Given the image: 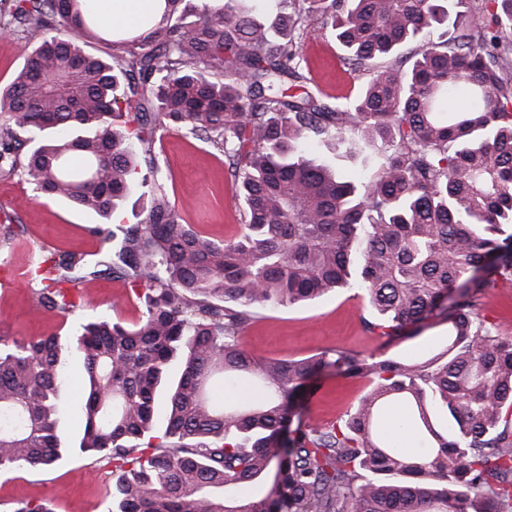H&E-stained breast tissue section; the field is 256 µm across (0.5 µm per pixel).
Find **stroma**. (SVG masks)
I'll list each match as a JSON object with an SVG mask.
<instances>
[{
    "mask_svg": "<svg viewBox=\"0 0 512 512\" xmlns=\"http://www.w3.org/2000/svg\"><path fill=\"white\" fill-rule=\"evenodd\" d=\"M304 73L311 89L334 97H354L364 77L346 71L342 50L328 32L312 28L303 39ZM154 152L160 177L185 223L211 239H235L242 227L243 204L235 193L224 156L210 144L177 131L158 136ZM23 227L10 243H0V343L57 336L68 341L81 323L99 317L133 326L143 304L138 287L104 274L78 281L81 302L72 312L49 311L37 303L38 266L53 255L76 253L94 260L109 243L91 234L101 218L61 199L39 197L17 176H0V223ZM369 309L356 290L345 289L316 301L258 310L242 332L247 349L271 358L307 357L326 348L364 355L414 358L443 347L448 327L434 323L419 334L384 343L368 333L362 319ZM368 388L359 378L328 377L317 401L301 409L303 423L329 427L356 407ZM48 502L51 512H111L112 474L106 463L89 456H66L44 469L0 474V512H16L21 503Z\"/></svg>",
    "mask_w": 512,
    "mask_h": 512,
    "instance_id": "obj_1",
    "label": "stroma"
}]
</instances>
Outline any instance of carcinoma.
Wrapping results in <instances>:
<instances>
[{"instance_id":"carcinoma-1","label":"carcinoma","mask_w":512,"mask_h":512,"mask_svg":"<svg viewBox=\"0 0 512 512\" xmlns=\"http://www.w3.org/2000/svg\"><path fill=\"white\" fill-rule=\"evenodd\" d=\"M0 1L3 28L33 43L0 86L1 174L108 219L137 160L159 173L154 133L184 130L224 154L244 203L239 237L216 242L156 181L105 260L50 259L44 308L77 307L67 285L81 270L144 286V311L131 327L81 325L68 371L56 336L0 346V472L61 456L58 398L75 379L73 450L112 463L113 512H512V335L480 314L487 288L512 283V0L488 15L479 0H276L266 18L254 0H164L121 33L84 0ZM312 26L372 74L357 97L332 104L304 86ZM105 37L124 55L83 49ZM128 92L145 105L120 131ZM309 141L367 173L309 159ZM351 288L367 332L390 342L434 319L448 343L407 362L245 347L255 309ZM323 376L370 383L328 428L298 412ZM217 380L255 395L227 408ZM392 410L421 451L380 434ZM270 476L266 496L239 497Z\"/></svg>"}]
</instances>
